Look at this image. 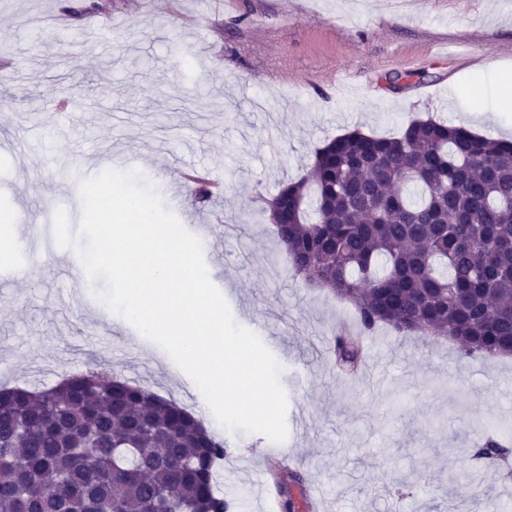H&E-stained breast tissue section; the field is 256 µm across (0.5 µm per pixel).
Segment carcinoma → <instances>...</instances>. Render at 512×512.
I'll use <instances>...</instances> for the list:
<instances>
[{"label": "carcinoma", "instance_id": "cac0c4a2", "mask_svg": "<svg viewBox=\"0 0 512 512\" xmlns=\"http://www.w3.org/2000/svg\"><path fill=\"white\" fill-rule=\"evenodd\" d=\"M265 211L293 272L355 306L338 371L360 369L380 325L512 355V141L431 118L328 137ZM226 454L185 407L97 369L0 389V512H227ZM511 454L488 435L473 457Z\"/></svg>", "mask_w": 512, "mask_h": 512}]
</instances>
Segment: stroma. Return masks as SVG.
I'll return each mask as SVG.
<instances>
[{
    "label": "stroma",
    "instance_id": "stroma-1",
    "mask_svg": "<svg viewBox=\"0 0 512 512\" xmlns=\"http://www.w3.org/2000/svg\"><path fill=\"white\" fill-rule=\"evenodd\" d=\"M2 38L0 204L34 253L29 278L0 266V387L85 370L82 328L115 375L215 423L163 348L101 311L104 282H72L62 248L35 237L60 208L80 223L83 181L136 169L220 252L206 266L236 323L277 339L288 435L218 429L229 512H260L293 470L335 512H484L488 498L512 512L500 469L469 453L512 428V356L472 361L382 326L359 375H340L327 340L358 332L355 310L288 269L262 211L328 137L388 136L417 118L512 131V112L495 109L512 0H0ZM195 171L220 181L208 200ZM258 468L260 484L247 478Z\"/></svg>",
    "mask_w": 512,
    "mask_h": 512
}]
</instances>
